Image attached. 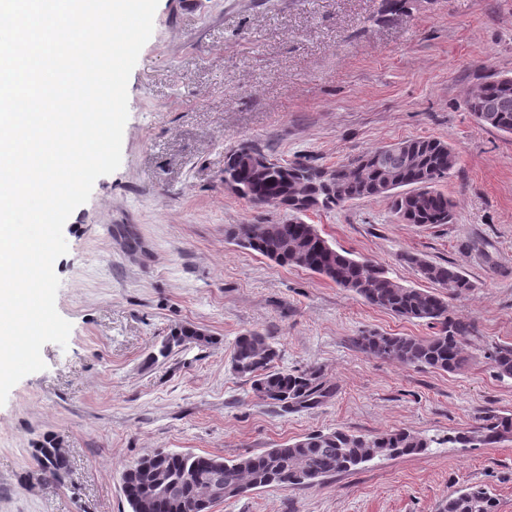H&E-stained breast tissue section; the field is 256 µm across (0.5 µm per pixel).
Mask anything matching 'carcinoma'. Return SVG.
Returning a JSON list of instances; mask_svg holds the SVG:
<instances>
[{
  "label": "carcinoma",
  "instance_id": "cac0c4a2",
  "mask_svg": "<svg viewBox=\"0 0 512 512\" xmlns=\"http://www.w3.org/2000/svg\"><path fill=\"white\" fill-rule=\"evenodd\" d=\"M476 120L505 134H512V76L493 74L473 91L466 101ZM407 163L395 168V181L385 199L393 213L409 224H449L455 216L454 204L441 189L455 164V155L447 142L436 138L402 141ZM380 146L345 163L336 165V186L329 188L319 178L318 166L307 160H295L268 166L253 144L244 142L226 157L224 175L238 185L236 196L255 207L276 205L290 212L278 224H236L230 238L240 247L263 256L282 267H295L320 275L336 286L359 295L369 304L407 320H425L438 327L429 337L395 336L370 333L359 338L367 351L392 356L399 362L418 368L455 373L465 365L464 342L471 326L453 316L448 296L461 295L472 284L451 263H436L415 253L400 254V261L413 267L421 279L436 289L412 288L389 276L388 270L367 259H356L320 242V232L302 219L309 211L333 210L348 202L376 198L373 188L385 177L383 168L368 159L384 152ZM208 338L192 324L181 325L164 340L159 356L167 357L175 347L206 342ZM278 352L270 338L249 331L235 339L231 367L251 382V389L284 411L317 405L329 395L320 371L312 368L290 373L275 366ZM491 360L498 377L512 380V344L497 345ZM498 434L512 436V417L488 415L474 431L457 434L454 441L469 444L481 437ZM432 440L405 430L363 436L336 429L309 434L291 444L235 460L194 453L157 451L141 458L127 469L125 495L131 512H143L142 476L146 471L164 470L179 476L196 472L218 475L224 480L229 497L269 485L314 484L327 477L352 470L365 460L364 448H383L389 457L419 453ZM300 458L307 471L295 480L274 476L273 467L290 470L294 458ZM40 474L60 480L66 474V460L52 445L39 449ZM193 495L185 489L162 494L150 501V512H194ZM480 500L483 512H495L496 504L484 489L467 487L446 501L441 512H469V503Z\"/></svg>",
  "mask_w": 512,
  "mask_h": 512
}]
</instances>
